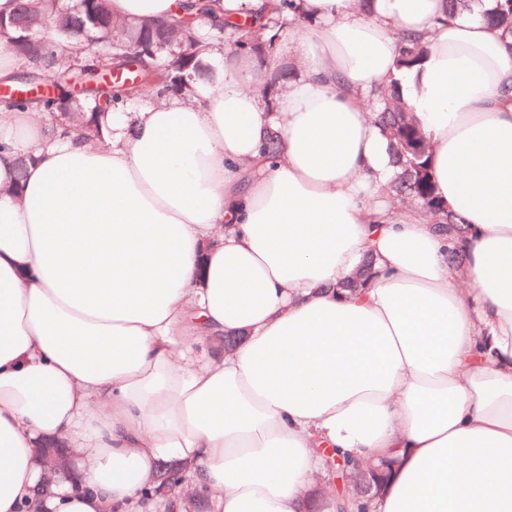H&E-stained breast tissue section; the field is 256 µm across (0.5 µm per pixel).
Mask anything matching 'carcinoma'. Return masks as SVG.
<instances>
[{
	"mask_svg": "<svg viewBox=\"0 0 512 512\" xmlns=\"http://www.w3.org/2000/svg\"><path fill=\"white\" fill-rule=\"evenodd\" d=\"M8 17L0 15V47L18 57L25 69L0 81L6 88L23 82L50 85L54 94L38 98L5 96L0 105L34 109L47 113L54 129L76 139L101 137L106 110L116 111L137 96L151 92L158 97L183 94L190 85L211 78L212 71L204 54L210 52L212 37L225 31V24L211 27L206 37L190 20L161 22L142 17L129 21L112 19L109 0H15ZM293 0H265L257 17L248 23L230 25L227 55L248 48L262 55L273 47L286 24H296L301 17L284 22L283 11ZM485 20L504 33L512 34V0H499L496 8L483 14ZM59 40L76 45L73 57L57 55ZM426 48L415 40L403 47L401 65L410 67L423 58ZM378 111L375 121L386 133L389 153L398 176L390 185L395 198L409 199L446 225L455 246L448 250V262L463 267L465 254L456 242L468 233V225L448 213L434 195L429 163V144L420 130L415 112L400 97L397 84L375 93ZM372 258L343 287L354 293L364 287L372 275ZM333 469L345 473L354 488L357 501L350 508L336 506L337 512H369L375 492L390 477L396 459H385L372 466H362L347 455L328 454ZM184 476L174 463L161 466L157 486L160 489Z\"/></svg>",
	"mask_w": 512,
	"mask_h": 512,
	"instance_id": "carcinoma-1",
	"label": "carcinoma"
}]
</instances>
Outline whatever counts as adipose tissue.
Returning <instances> with one entry per match:
<instances>
[{
  "label": "adipose tissue",
  "instance_id": "obj_1",
  "mask_svg": "<svg viewBox=\"0 0 512 512\" xmlns=\"http://www.w3.org/2000/svg\"><path fill=\"white\" fill-rule=\"evenodd\" d=\"M196 0H110L169 21ZM496 0H295L296 75L249 52L191 101L109 115L103 139L0 108V512H303L319 451L398 455L371 512H512V37ZM425 60L398 69L402 40ZM398 82L436 196L468 224L382 202L397 174L369 95ZM275 154L262 159L270 137ZM31 156L22 194L17 158ZM373 256L360 294L335 287ZM239 337L232 351L222 340ZM73 477L37 494L35 450ZM496 8L482 16L505 34H512V0H499ZM69 455V450L59 442L38 448L36 462L43 470V484L50 485L60 473H67Z\"/></svg>",
  "mask_w": 512,
  "mask_h": 512
}]
</instances>
